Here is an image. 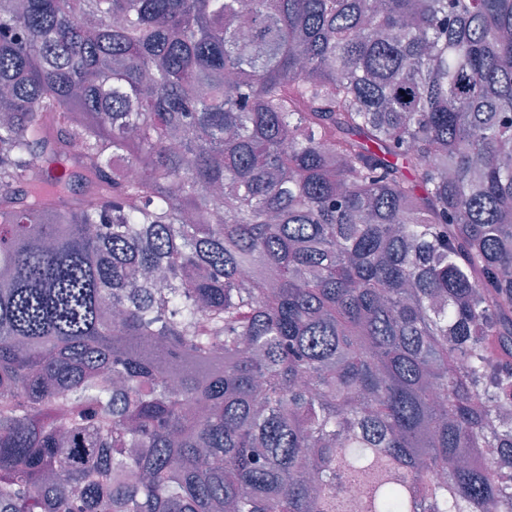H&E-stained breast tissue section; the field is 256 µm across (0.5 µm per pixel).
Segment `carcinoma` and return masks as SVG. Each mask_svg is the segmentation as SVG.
<instances>
[{"instance_id":"carcinoma-1","label":"carcinoma","mask_w":512,"mask_h":512,"mask_svg":"<svg viewBox=\"0 0 512 512\" xmlns=\"http://www.w3.org/2000/svg\"><path fill=\"white\" fill-rule=\"evenodd\" d=\"M0 512H512V0H0Z\"/></svg>"}]
</instances>
